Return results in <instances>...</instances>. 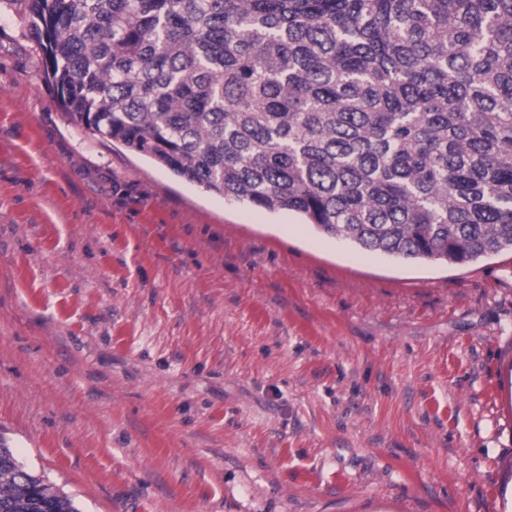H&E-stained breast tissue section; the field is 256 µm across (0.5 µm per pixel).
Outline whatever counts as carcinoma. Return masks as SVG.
<instances>
[{
    "mask_svg": "<svg viewBox=\"0 0 512 512\" xmlns=\"http://www.w3.org/2000/svg\"><path fill=\"white\" fill-rule=\"evenodd\" d=\"M70 121L406 260L512 250V0H9ZM78 512L0 446V512Z\"/></svg>",
    "mask_w": 512,
    "mask_h": 512,
    "instance_id": "1",
    "label": "carcinoma"
}]
</instances>
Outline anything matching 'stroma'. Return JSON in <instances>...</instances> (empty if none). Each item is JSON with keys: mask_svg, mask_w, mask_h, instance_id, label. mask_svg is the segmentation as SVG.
<instances>
[{"mask_svg": "<svg viewBox=\"0 0 512 512\" xmlns=\"http://www.w3.org/2000/svg\"><path fill=\"white\" fill-rule=\"evenodd\" d=\"M0 438L79 512H507L512 251L183 181L73 125L0 10Z\"/></svg>", "mask_w": 512, "mask_h": 512, "instance_id": "35a3bbf8", "label": "stroma"}]
</instances>
